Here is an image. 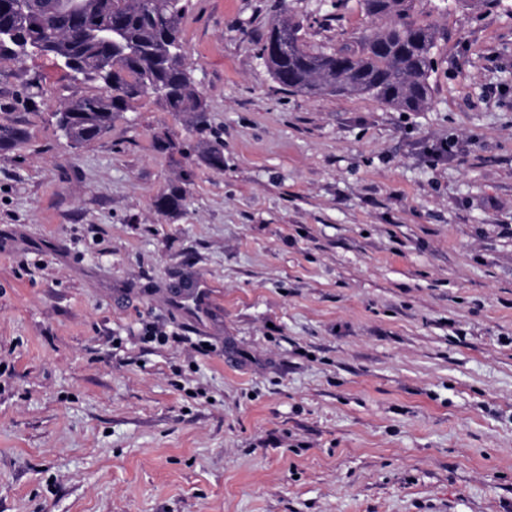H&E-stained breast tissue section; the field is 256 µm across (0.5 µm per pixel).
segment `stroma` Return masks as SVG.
Returning a JSON list of instances; mask_svg holds the SVG:
<instances>
[{
	"label": "stroma",
	"instance_id": "obj_1",
	"mask_svg": "<svg viewBox=\"0 0 512 512\" xmlns=\"http://www.w3.org/2000/svg\"><path fill=\"white\" fill-rule=\"evenodd\" d=\"M288 16L372 23L192 0L204 124L145 97L78 147L95 84L0 63V512H512V0H414L444 35L407 114L280 89Z\"/></svg>",
	"mask_w": 512,
	"mask_h": 512
}]
</instances>
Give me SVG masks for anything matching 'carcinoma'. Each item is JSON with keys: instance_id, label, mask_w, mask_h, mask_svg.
<instances>
[{"instance_id": "1", "label": "carcinoma", "mask_w": 512, "mask_h": 512, "mask_svg": "<svg viewBox=\"0 0 512 512\" xmlns=\"http://www.w3.org/2000/svg\"><path fill=\"white\" fill-rule=\"evenodd\" d=\"M365 14L385 18L384 27L363 34L357 48L315 51L303 25H272L258 47L275 83L307 96L369 95L403 112H418L432 94L433 49L439 29L412 18V0H360ZM18 16L12 0H0V60L20 62L33 52L51 55L100 91L69 99L59 126L78 146L104 135L119 113L154 96L170 112H194L203 123L205 104L184 63L181 22L189 0H30ZM25 138L18 127L0 125V151ZM186 200L174 185L156 200L176 211Z\"/></svg>"}]
</instances>
